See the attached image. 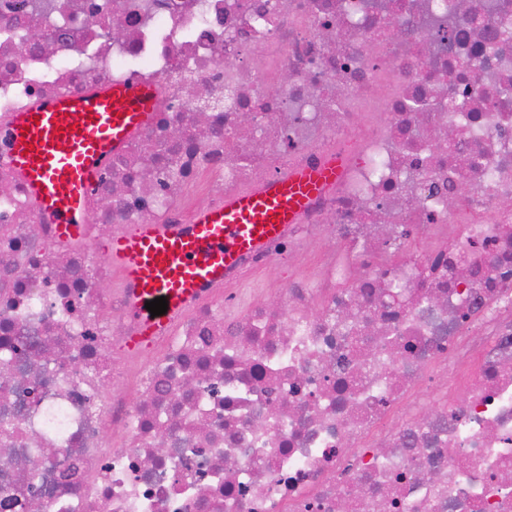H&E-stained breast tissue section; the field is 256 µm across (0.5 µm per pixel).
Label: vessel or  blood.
I'll list each match as a JSON object with an SVG mask.
<instances>
[{
	"label": "vessel or blood",
	"instance_id": "1",
	"mask_svg": "<svg viewBox=\"0 0 512 512\" xmlns=\"http://www.w3.org/2000/svg\"><path fill=\"white\" fill-rule=\"evenodd\" d=\"M153 85L112 83L63 92L16 113L6 136L7 160L61 243L80 238L89 190L112 153L155 119ZM341 176L335 159L298 165L259 191L244 190L196 213L186 224H135L112 235L102 255L119 270L130 304L126 346H149L205 289L223 284L246 261L284 239L311 202ZM165 297L151 316L146 302Z\"/></svg>",
	"mask_w": 512,
	"mask_h": 512
}]
</instances>
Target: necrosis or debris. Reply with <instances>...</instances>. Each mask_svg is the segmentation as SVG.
I'll list each match as a JSON object with an SVG mask.
<instances>
[{
    "mask_svg": "<svg viewBox=\"0 0 512 512\" xmlns=\"http://www.w3.org/2000/svg\"><path fill=\"white\" fill-rule=\"evenodd\" d=\"M33 2L0 0V136L108 82L158 109L68 244L0 151V512H512V0ZM332 155L247 262L325 240L317 277L124 350L100 239Z\"/></svg>",
    "mask_w": 512,
    "mask_h": 512,
    "instance_id": "obj_1",
    "label": "necrosis or debris"
}]
</instances>
